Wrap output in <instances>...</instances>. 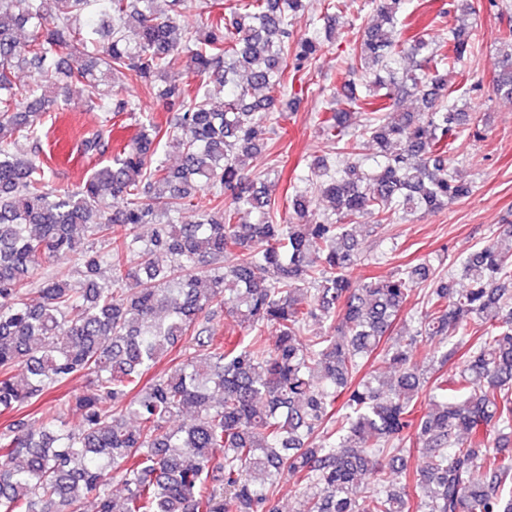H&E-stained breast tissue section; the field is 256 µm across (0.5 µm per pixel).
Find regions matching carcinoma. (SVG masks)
Here are the masks:
<instances>
[{
	"mask_svg": "<svg viewBox=\"0 0 512 512\" xmlns=\"http://www.w3.org/2000/svg\"><path fill=\"white\" fill-rule=\"evenodd\" d=\"M180 2L0 0V417L78 374L94 388L72 402L75 430L51 409L0 430V512H82L89 495L97 512H278L285 474L300 486L299 512H410L412 488L418 512H512V455L491 449L492 435L512 429V229L462 261L467 288L427 262L351 280L359 214L389 224L400 210L435 212L472 191L448 166L462 136L483 138L484 117L458 107L452 81L474 56L462 24L471 0H449L444 58L424 34L400 39L404 0H372L374 22L350 43L359 80L319 117L344 164H311L288 194L287 224L276 223L274 184L252 162L274 146L271 121L287 118L273 108L288 83L305 84L333 43L343 0H324V27L304 38L291 30L303 0H236L228 17L212 2L191 32ZM500 40L494 89L511 100L512 29ZM183 65L197 79L191 94L167 79ZM134 81L179 113L166 124L143 115L114 147L115 119L136 109ZM411 95L423 111L402 110ZM73 96L100 113L78 149L109 159L55 191L43 117ZM364 104L356 130L351 111ZM365 139L376 147L369 169ZM164 145L179 153L177 168L161 160ZM317 196L334 216L316 211ZM186 208L197 212L192 224L179 220ZM243 213L255 222L240 223ZM143 224L153 225L147 240ZM63 255L76 272L43 276ZM37 280L41 302L31 305ZM421 286L419 328L381 347ZM221 312L244 338L218 334ZM317 318L333 334L303 336ZM420 337L438 339L432 361L455 370L432 379L418 416ZM370 360L398 377L364 371ZM408 444L429 455L419 472ZM365 474L374 489L360 495Z\"/></svg>",
	"mask_w": 512,
	"mask_h": 512,
	"instance_id": "1",
	"label": "carcinoma"
}]
</instances>
